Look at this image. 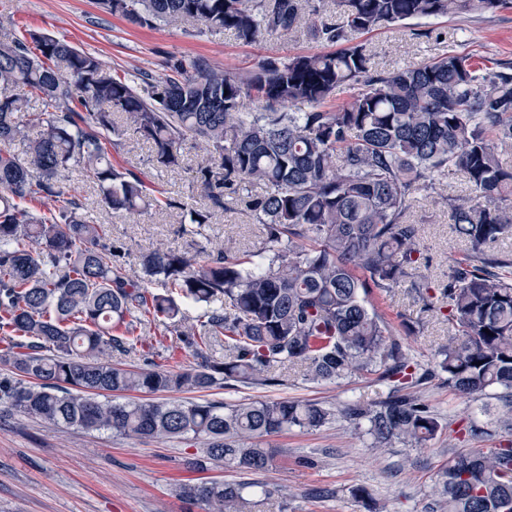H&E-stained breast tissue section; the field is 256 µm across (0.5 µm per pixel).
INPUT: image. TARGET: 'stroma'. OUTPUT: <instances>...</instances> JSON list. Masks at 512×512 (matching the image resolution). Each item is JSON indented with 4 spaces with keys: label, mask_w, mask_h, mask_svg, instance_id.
<instances>
[{
    "label": "stroma",
    "mask_w": 512,
    "mask_h": 512,
    "mask_svg": "<svg viewBox=\"0 0 512 512\" xmlns=\"http://www.w3.org/2000/svg\"><path fill=\"white\" fill-rule=\"evenodd\" d=\"M0 18L10 21L16 34L37 30L92 53L115 75L134 78L141 72L168 74L176 60L202 57L211 66L231 72L251 68L265 57H285L320 51L322 45L309 34L268 35L243 43L230 30L203 32L180 23L142 27L106 11L98 0H0ZM372 55L375 69L413 68L440 55H470L480 65L512 62V9L494 13H459L380 27L356 34ZM205 156L202 144L187 141L181 168H154L151 148L136 135H126L113 163L134 169L149 184L165 189L179 201L176 209H151L125 217L105 208L96 187L80 170H73L64 195L45 199L43 210L57 211L70 202L81 203L91 222L108 225L113 242L125 244L127 267L139 271L143 254L157 248L185 250L188 240L181 220L190 209L207 205L195 175ZM468 185L449 175L435 192H419L412 214L421 224L423 263L412 278L444 279L448 260L462 257L466 245L456 236L444 195L467 196ZM212 243L245 250L261 237L243 202L231 200L204 228ZM375 307L384 314L396 339L420 363L432 362L438 347L448 340V324L421 312L408 286L374 293ZM419 322L418 333L406 335L402 319ZM142 330L155 344L157 362L180 369L192 362L180 350V340L158 323ZM276 385L227 382L205 392L208 400L229 403L300 399L340 409L353 402L372 403L386 397L385 385L351 377L337 383L313 384L293 371L279 372ZM446 424L429 448L402 445L377 453L365 437L344 419L315 431L291 430L265 437L273 449L272 467L264 472L237 473L216 466L211 478L247 484L249 512H367L353 496L366 487L383 512H427L436 472L451 459L452 449L465 448L462 434L468 424L493 431L504 440L496 419L511 399L491 391L470 399L450 391L435 380L420 391ZM200 441L171 439L164 442L129 438L109 431L85 434L61 431L19 413H0V512H206L202 503L180 494L178 484L189 479L186 468ZM269 494H261V487Z\"/></svg>",
    "instance_id": "1"
}]
</instances>
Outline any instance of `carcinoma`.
<instances>
[{"label": "carcinoma", "instance_id": "1", "mask_svg": "<svg viewBox=\"0 0 512 512\" xmlns=\"http://www.w3.org/2000/svg\"><path fill=\"white\" fill-rule=\"evenodd\" d=\"M339 16L311 0H100L144 27L181 22L231 30L247 44L307 25L330 51L265 58L243 73L181 60L156 78L112 74L97 56L46 34L17 36L0 18V410L60 429L111 431L144 439L193 436L205 448L188 466L216 463L234 471L267 470L272 434L319 429L335 413L299 399L99 401L102 393L203 392L221 381L275 384L276 369L304 380L364 377L388 383L375 403L349 404L340 415L369 436L371 447L420 448L442 424L417 390L438 379L479 398L500 388L512 397V257L492 245L512 237V167L498 144L512 142V65L479 67L449 53L418 67L373 70L354 33L450 13H494L512 0H336ZM345 87L350 100L326 102ZM23 93H18V90ZM41 103L26 139L18 113ZM249 98L255 110L244 112ZM121 117L123 125L115 122ZM151 144L160 170L181 165L189 138L205 145L198 169L209 202L189 212L182 234L190 251H150L141 273L76 202L58 212L32 204L63 194L81 167L115 212L174 208L132 169L118 168L106 147L126 131ZM25 142L24 156L9 149ZM468 184L465 198L441 197L466 243L448 264L447 282L411 284L425 311L448 322V343L430 365L391 338L369 303L390 292L424 260L414 195L448 173ZM259 184L245 202L263 229L244 251L198 239L225 198ZM157 285L162 291L152 289ZM202 310L187 324L177 299ZM150 317L179 336L195 360L181 370L152 359L135 369L112 355L148 347ZM490 333H485V330ZM224 337V356L212 340ZM247 485L224 480L184 484L181 495L208 512H246ZM429 512H512V440L485 451H455L433 482Z\"/></svg>", "mask_w": 512, "mask_h": 512}]
</instances>
